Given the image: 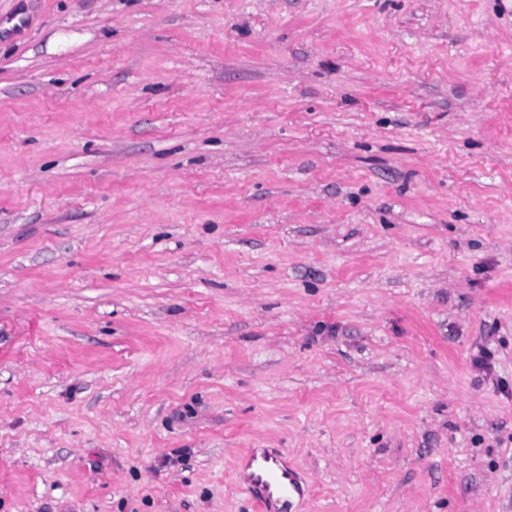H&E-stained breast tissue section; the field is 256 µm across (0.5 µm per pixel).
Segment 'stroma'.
Wrapping results in <instances>:
<instances>
[{
    "label": "stroma",
    "instance_id": "35a3bbf8",
    "mask_svg": "<svg viewBox=\"0 0 512 512\" xmlns=\"http://www.w3.org/2000/svg\"><path fill=\"white\" fill-rule=\"evenodd\" d=\"M500 379L512 0H0V512H512ZM249 462L255 464L248 490L253 495L255 506L263 512H271L275 495L288 497L290 494L302 495L303 489L297 477L288 474L282 464L279 453H255L249 455Z\"/></svg>",
    "mask_w": 512,
    "mask_h": 512
}]
</instances>
